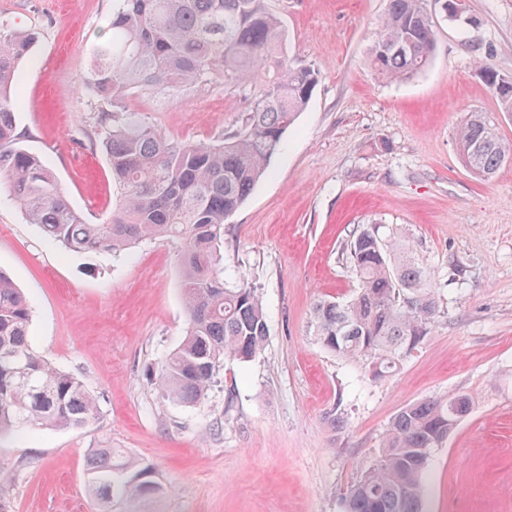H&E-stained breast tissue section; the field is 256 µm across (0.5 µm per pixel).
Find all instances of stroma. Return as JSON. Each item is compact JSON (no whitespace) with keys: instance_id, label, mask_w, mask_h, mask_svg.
<instances>
[{"instance_id":"stroma-1","label":"stroma","mask_w":512,"mask_h":512,"mask_svg":"<svg viewBox=\"0 0 512 512\" xmlns=\"http://www.w3.org/2000/svg\"><path fill=\"white\" fill-rule=\"evenodd\" d=\"M286 54L319 73L267 174L224 226V277L262 297L269 336L251 361L225 360L203 401L170 402L155 378L186 330L181 246L70 253L27 223L0 188V271L32 304L33 348L78 376L99 415L88 427L0 434V512H100L85 489L93 448H120L164 487L137 512H345L347 489L377 460L407 403L464 394L472 407L431 452L425 512H512V166L485 183L463 166L456 133L485 113L512 119L477 60L512 77V0H463L465 22L435 19V50L412 78L369 66L386 0H267ZM112 0H0V26L32 30L12 98L20 145L42 157L88 223L120 189L95 140L84 85ZM245 86L215 83L126 99L170 139L208 143L237 127ZM404 239L430 274L439 317L384 379L309 334L319 298L357 286V227ZM340 415L332 429L328 414Z\"/></svg>"}]
</instances>
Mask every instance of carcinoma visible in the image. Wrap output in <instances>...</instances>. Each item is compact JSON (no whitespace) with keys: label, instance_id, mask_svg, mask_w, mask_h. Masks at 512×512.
Segmentation results:
<instances>
[{"label":"carcinoma","instance_id":"carcinoma-1","mask_svg":"<svg viewBox=\"0 0 512 512\" xmlns=\"http://www.w3.org/2000/svg\"><path fill=\"white\" fill-rule=\"evenodd\" d=\"M423 0H388L369 64L384 79L420 71L435 47ZM108 38L90 50L85 84L98 112L96 129L119 208L101 224L76 211L39 156L18 146L9 90L29 54L32 33L0 27V179L30 224L77 253L120 251L153 238L181 242L187 328L161 366L157 385L184 405L202 401L224 358L242 362L268 336L263 302L243 281L224 282V224L264 175L269 159L318 83L310 65L287 58L281 20L266 0H112ZM476 71L500 112L512 115V77L480 61ZM254 82L241 124L214 143L181 144L125 109L132 92L188 91L213 82ZM463 165L492 180L512 158V141L480 112L457 132ZM359 288L347 301L315 303L310 336L325 350L381 379L415 349L438 316L431 277L405 243L361 229L349 245ZM28 298L0 272V434L20 427L81 429L98 416L83 382L58 369L29 340ZM469 397L408 403L392 419L376 462L346 495V512H423L422 477L432 449L469 413ZM86 491L100 506L159 498L152 471L116 448L86 458Z\"/></svg>","mask_w":512,"mask_h":512}]
</instances>
